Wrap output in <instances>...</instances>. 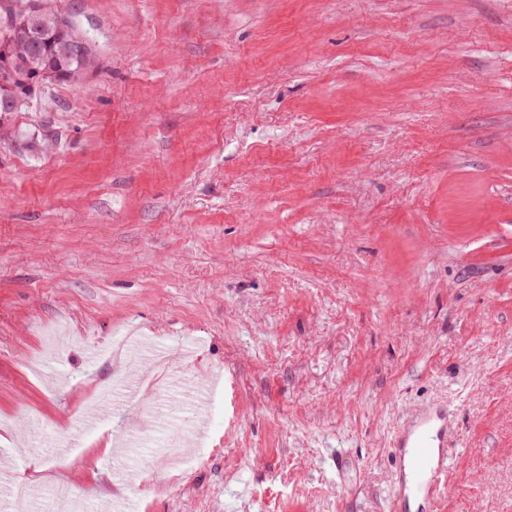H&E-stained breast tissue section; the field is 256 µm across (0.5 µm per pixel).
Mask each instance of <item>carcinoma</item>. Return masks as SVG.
Listing matches in <instances>:
<instances>
[{
    "label": "carcinoma",
    "instance_id": "1",
    "mask_svg": "<svg viewBox=\"0 0 512 512\" xmlns=\"http://www.w3.org/2000/svg\"><path fill=\"white\" fill-rule=\"evenodd\" d=\"M0 63L11 70L13 83H74L96 66L86 40L70 16L50 0H27L19 10L0 4Z\"/></svg>",
    "mask_w": 512,
    "mask_h": 512
}]
</instances>
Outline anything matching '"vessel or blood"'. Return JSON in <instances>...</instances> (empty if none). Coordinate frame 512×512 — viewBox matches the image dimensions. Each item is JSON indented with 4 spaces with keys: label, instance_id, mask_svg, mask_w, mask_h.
Instances as JSON below:
<instances>
[{
    "label": "vessel or blood",
    "instance_id": "vessel-or-blood-1",
    "mask_svg": "<svg viewBox=\"0 0 512 512\" xmlns=\"http://www.w3.org/2000/svg\"><path fill=\"white\" fill-rule=\"evenodd\" d=\"M394 486L399 512H439L448 485V418L421 413L405 431Z\"/></svg>",
    "mask_w": 512,
    "mask_h": 512
}]
</instances>
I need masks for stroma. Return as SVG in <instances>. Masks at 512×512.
I'll return each instance as SVG.
<instances>
[{
  "label": "stroma",
  "mask_w": 512,
  "mask_h": 512,
  "mask_svg": "<svg viewBox=\"0 0 512 512\" xmlns=\"http://www.w3.org/2000/svg\"><path fill=\"white\" fill-rule=\"evenodd\" d=\"M55 2L98 66L0 122V502L394 512L442 409V512H512V0ZM129 328L177 386L76 427Z\"/></svg>",
  "instance_id": "1"
}]
</instances>
